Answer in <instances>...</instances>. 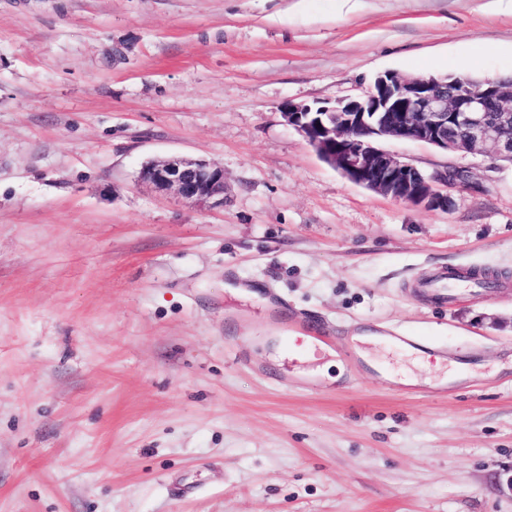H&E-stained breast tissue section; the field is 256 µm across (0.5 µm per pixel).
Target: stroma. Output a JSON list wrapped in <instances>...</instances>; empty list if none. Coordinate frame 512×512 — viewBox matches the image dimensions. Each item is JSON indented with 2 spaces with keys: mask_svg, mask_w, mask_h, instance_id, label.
<instances>
[{
  "mask_svg": "<svg viewBox=\"0 0 512 512\" xmlns=\"http://www.w3.org/2000/svg\"><path fill=\"white\" fill-rule=\"evenodd\" d=\"M388 70L511 75L512 0H0V512H512V165L384 141L469 172L412 206L281 114ZM139 181L158 190L174 189L186 203L223 206L224 168L205 160L172 157L145 164ZM457 280H448V271L438 270L432 275L422 279L417 288H421L442 304H448V288H459L462 285Z\"/></svg>",
  "mask_w": 512,
  "mask_h": 512,
  "instance_id": "1",
  "label": "stroma"
}]
</instances>
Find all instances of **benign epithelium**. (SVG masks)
I'll return each mask as SVG.
<instances>
[{
    "label": "benign epithelium",
    "instance_id": "1",
    "mask_svg": "<svg viewBox=\"0 0 512 512\" xmlns=\"http://www.w3.org/2000/svg\"><path fill=\"white\" fill-rule=\"evenodd\" d=\"M282 114L318 155L351 182L411 205L448 209L450 190L466 171L426 175L379 146L395 139L429 144L453 154H482L512 164V84L449 75H377L357 97L333 103L288 102ZM139 181L173 189L192 205H224V167L172 157L145 164Z\"/></svg>",
    "mask_w": 512,
    "mask_h": 512
}]
</instances>
